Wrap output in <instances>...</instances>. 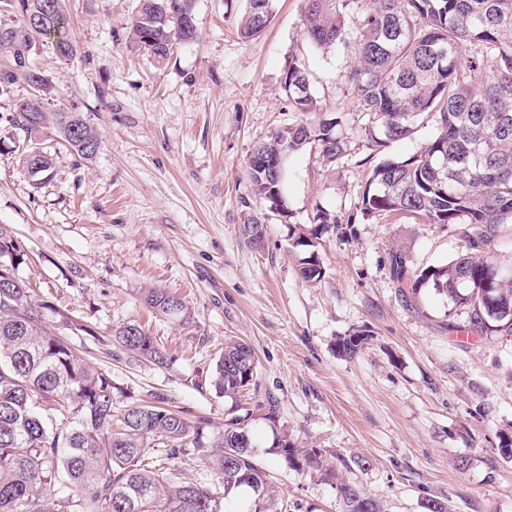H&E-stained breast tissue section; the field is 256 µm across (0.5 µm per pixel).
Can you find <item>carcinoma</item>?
I'll return each instance as SVG.
<instances>
[{"label": "carcinoma", "instance_id": "carcinoma-1", "mask_svg": "<svg viewBox=\"0 0 512 512\" xmlns=\"http://www.w3.org/2000/svg\"><path fill=\"white\" fill-rule=\"evenodd\" d=\"M63 0H0V96L23 83L42 92L41 71L28 58L33 42L55 39L65 59L79 48L67 33ZM238 34L247 41L272 21V0H245ZM306 38L316 50L350 58L343 78L356 111L368 116V147L406 138L417 125L436 133L424 151L400 160L386 157L373 168L352 212L317 209L310 226L291 228L299 274L320 282L326 269L316 250L323 234L347 236L350 226L372 218L404 216L427 224H464L465 252L452 261L411 270L405 252L389 253L398 287L416 296L426 287L468 310L456 330L512 336V268L497 265L489 248L502 224H512V0H301ZM195 0H138L131 20L133 47L157 62L178 43L198 40ZM282 88L293 112L320 111L311 77L296 56L288 60ZM32 97L16 102L9 122L29 144L22 163L33 175H49V154L32 145L52 128L73 154L92 161L101 134L81 112L60 108L34 112ZM341 120L324 116L279 129L254 146L248 174L256 197L269 211L289 216L285 178L290 155L314 145L323 164L336 166L346 153ZM282 167L256 164L261 156ZM241 235L261 246L266 225L253 220ZM28 259L12 231L0 225V512H231L246 488L254 512H288L272 475L255 458L252 413L231 417L210 438L182 410L153 393L113 412L112 375L88 363L66 331L95 332L36 297L30 283L12 274ZM143 301L170 318H188L183 299L150 288ZM115 345L155 365L165 349L139 324L117 328ZM367 337L349 335L337 353L352 358ZM258 361L251 346L229 340L214 359L219 393L236 400L256 387ZM288 466L318 468L321 454L288 439L275 446ZM209 461L213 483L183 477L182 460ZM346 512H382L359 487H338Z\"/></svg>", "mask_w": 512, "mask_h": 512}]
</instances>
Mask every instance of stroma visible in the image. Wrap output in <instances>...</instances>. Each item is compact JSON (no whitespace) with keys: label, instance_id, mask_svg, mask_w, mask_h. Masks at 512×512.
Segmentation results:
<instances>
[{"label":"stroma","instance_id":"35a3bbf8","mask_svg":"<svg viewBox=\"0 0 512 512\" xmlns=\"http://www.w3.org/2000/svg\"><path fill=\"white\" fill-rule=\"evenodd\" d=\"M243 6L196 0L199 40L160 65L131 46L135 0H64L79 54L64 59L43 39L30 56L56 106L83 112L102 145L86 163L45 130V179L0 152V225L29 256L20 276L97 331L71 340L117 387L166 394L208 435L236 408L215 392L212 360L225 339L246 341L256 397L277 411L273 424L254 413L256 457L291 512H345L342 482L383 512H423L428 496L448 512H512V450L501 443L512 435V337L450 331L467 310L431 288L401 294L387 263L395 249L413 268L447 263L464 249V225L380 219L348 238L324 235L327 276L303 279L290 229L310 226L320 207L353 210L375 163L367 119L341 82L346 58L309 46L300 0H273L271 23L249 41L236 30ZM294 55L321 108L342 113L347 152L333 168L313 147L290 157L283 222L254 196L248 161L301 119L281 85ZM254 218L266 226L260 247L240 233ZM152 287L179 295L188 320L153 313L142 301ZM130 323L156 337L168 366L106 357L113 330ZM356 331L369 337L362 352L337 356V338ZM282 436L321 452L324 471L289 468L274 450Z\"/></svg>","mask_w":512,"mask_h":512}]
</instances>
